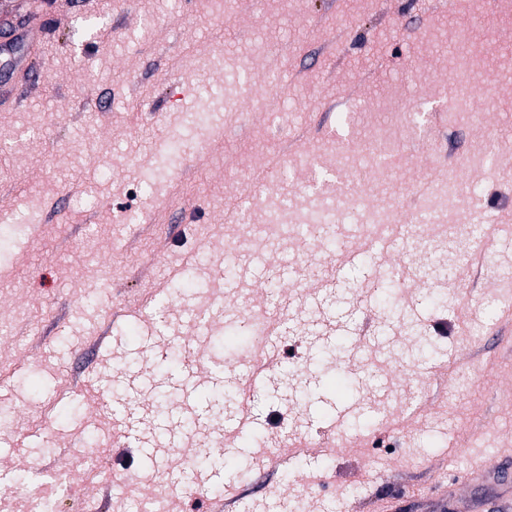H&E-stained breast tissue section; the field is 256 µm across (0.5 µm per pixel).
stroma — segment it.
Here are the masks:
<instances>
[{
  "label": "stroma",
  "instance_id": "35a3bbf8",
  "mask_svg": "<svg viewBox=\"0 0 512 512\" xmlns=\"http://www.w3.org/2000/svg\"><path fill=\"white\" fill-rule=\"evenodd\" d=\"M491 0H0V17L40 31L42 81L0 109V512H134L118 477L139 491L165 490L169 512H211L220 490L240 493L235 512H435L449 478L471 461L512 448V111L458 124L446 106L448 65L475 43L484 71L512 52V19ZM207 109V124L193 123ZM393 162L372 158L383 136ZM180 143L159 155L160 138ZM486 146L438 224L413 219L416 202L452 172L459 154ZM247 220H224L227 201ZM353 200L359 210L328 236L355 245L375 209L401 225L405 247L379 265L407 270L383 303L373 270L337 276L338 250L269 232L267 211L303 223L320 206ZM502 221L476 234L474 206ZM208 257L188 271L204 289L176 287L168 273L184 255ZM262 258L260 278L227 282L226 257ZM479 260L460 286L450 272ZM287 288L270 295L272 277ZM336 286L319 304L308 294ZM433 293L443 308L428 306ZM297 310L278 340L291 377H276L254 408L261 426L252 456L285 434L320 438L313 401L345 402L355 427L326 455L296 456L286 469L237 476L220 455V486L182 491L200 475L185 460L127 447L95 402L108 376L112 399L127 380L154 436L162 336L196 348L199 321L223 339L217 358L242 350L225 316ZM470 309V332H455ZM368 312L364 350L340 333L351 310ZM447 375L427 376L419 344ZM342 344L345 389L315 369ZM212 387L202 411L174 408L194 455L215 452L218 427L238 403ZM53 423L33 439L30 426Z\"/></svg>",
  "mask_w": 512,
  "mask_h": 512
}]
</instances>
